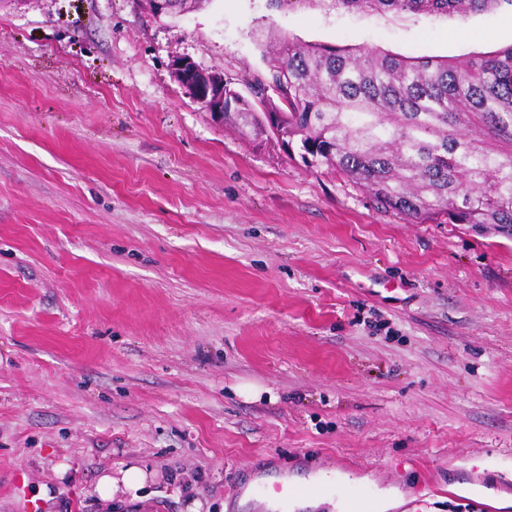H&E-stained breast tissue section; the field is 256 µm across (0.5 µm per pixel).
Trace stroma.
Masks as SVG:
<instances>
[{"label": "stroma", "mask_w": 512, "mask_h": 512, "mask_svg": "<svg viewBox=\"0 0 512 512\" xmlns=\"http://www.w3.org/2000/svg\"><path fill=\"white\" fill-rule=\"evenodd\" d=\"M271 28L455 63L512 45V5L0 0V512H101L130 465L120 512H266L259 477L512 512V233L381 211L174 81L245 91ZM501 0H270L272 5H319L335 11L405 15H455L461 18L493 9ZM120 478L112 477V473L101 474L96 482L95 491L101 507L112 512L121 505L133 504L144 500L142 491L147 483V474L138 466L130 465L119 470ZM119 495V497H117Z\"/></svg>", "instance_id": "obj_1"}]
</instances>
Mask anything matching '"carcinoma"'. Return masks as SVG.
I'll return each instance as SVG.
<instances>
[{
    "mask_svg": "<svg viewBox=\"0 0 512 512\" xmlns=\"http://www.w3.org/2000/svg\"><path fill=\"white\" fill-rule=\"evenodd\" d=\"M501 0H270L335 11L455 15ZM250 96L224 88V119L307 167L338 173L376 205L419 223L512 228V45L458 64L372 50L348 53L286 35L262 45Z\"/></svg>",
    "mask_w": 512,
    "mask_h": 512,
    "instance_id": "cac0c4a2",
    "label": "carcinoma"
}]
</instances>
